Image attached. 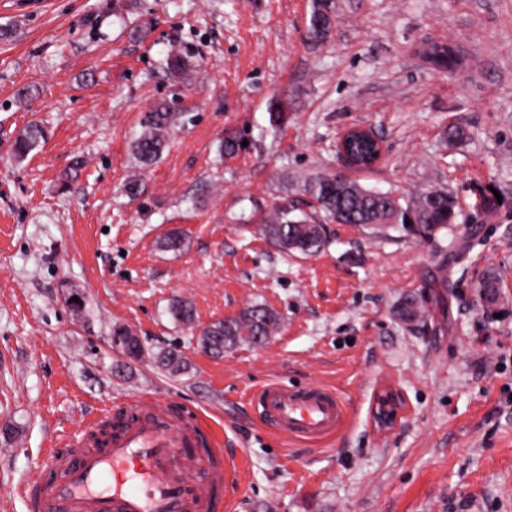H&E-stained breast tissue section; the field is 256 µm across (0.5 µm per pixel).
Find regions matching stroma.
<instances>
[{"label":"stroma","mask_w":512,"mask_h":512,"mask_svg":"<svg viewBox=\"0 0 512 512\" xmlns=\"http://www.w3.org/2000/svg\"><path fill=\"white\" fill-rule=\"evenodd\" d=\"M337 2L338 25L315 44L310 0H0V512H27L13 490L44 449L146 394L211 422L237 464L227 512H512V197L474 220L475 189L512 180V0ZM431 41L457 47L453 71L419 57ZM175 43L199 65L179 80L165 69ZM160 100L179 120L141 170L130 144ZM275 101L287 120L272 136ZM34 120L48 137L15 160ZM451 124L466 139L446 152ZM354 125L386 147L357 173L363 186L448 185L462 220L431 239L332 224L316 255L274 248L253 207L282 196L286 173L346 174L336 138ZM228 130L252 144L222 164ZM135 170L145 193L132 201ZM173 227L177 254L157 247ZM491 268L504 279L494 314L473 289ZM74 288L85 315L67 303ZM409 295L425 320L398 318ZM176 298L194 327L173 320ZM254 305L280 319L265 346L198 347L197 329ZM116 324L145 358L104 345ZM171 349L187 362L177 375L156 361ZM272 380L335 388L341 428L285 441L244 397ZM390 389L400 405L382 428Z\"/></svg>","instance_id":"35a3bbf8"}]
</instances>
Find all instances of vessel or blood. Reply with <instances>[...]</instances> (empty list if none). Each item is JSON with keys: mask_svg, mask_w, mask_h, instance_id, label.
I'll use <instances>...</instances> for the list:
<instances>
[{"mask_svg": "<svg viewBox=\"0 0 512 512\" xmlns=\"http://www.w3.org/2000/svg\"><path fill=\"white\" fill-rule=\"evenodd\" d=\"M251 402L284 437L309 441L333 434L344 411L337 393L322 386L271 382ZM235 470L202 419H180L169 401L142 397L104 440L90 430L51 451L21 495L28 512H223L222 491Z\"/></svg>", "mask_w": 512, "mask_h": 512, "instance_id": "vessel-or-blood-1", "label": "vessel or blood"}]
</instances>
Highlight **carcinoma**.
Returning a JSON list of instances; mask_svg holds the SVG:
<instances>
[{
	"mask_svg": "<svg viewBox=\"0 0 512 512\" xmlns=\"http://www.w3.org/2000/svg\"><path fill=\"white\" fill-rule=\"evenodd\" d=\"M336 0H311L307 32L310 39L325 40L336 27ZM170 73L182 77L192 70L190 55L173 49L167 55ZM176 113L169 105L159 102L145 113L141 131L131 144L134 159L141 167L156 163L168 146L170 131L175 127ZM286 121L282 104L269 105V129L276 134ZM47 139L45 127L38 123L28 124L14 141L12 153L17 160L25 159ZM242 135L228 130L218 146V154L231 160L241 151ZM288 191L268 210L256 208L265 238L288 254L298 252L311 256L323 250L327 244L324 225L352 224L358 227L382 229L393 224L403 226L413 233L430 238L456 223L459 202L456 194L444 186H429L406 196L392 191L382 192L366 188L356 180L319 170L304 176H284ZM477 211L488 218L501 208L494 193L479 188ZM165 251L181 252L186 246L185 237L177 230L167 232L158 242ZM500 274L487 270L474 285L477 295H485L491 302L498 300L497 288L501 287ZM173 319L184 325H194L195 309L182 299L175 300L170 308ZM397 316L407 324L423 317V304L415 297H408L399 304ZM279 318L267 308L252 306L239 317L209 325L199 333L200 348L213 356H221L224 350L240 342H248L253 336L269 339L278 329ZM158 361L170 374H179L185 368L183 356L178 351L159 355Z\"/></svg>",
	"mask_w": 512,
	"mask_h": 512,
	"instance_id": "obj_1",
	"label": "carcinoma"
}]
</instances>
